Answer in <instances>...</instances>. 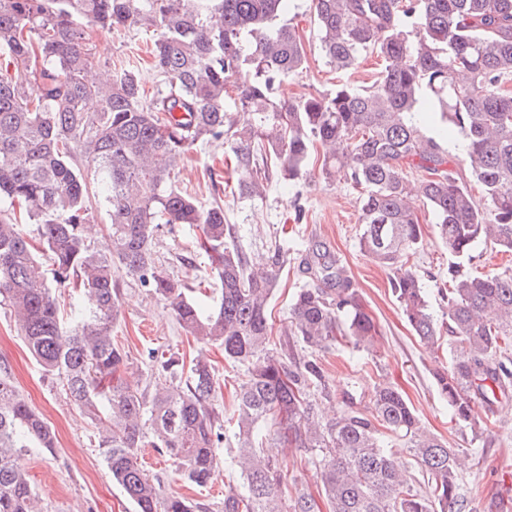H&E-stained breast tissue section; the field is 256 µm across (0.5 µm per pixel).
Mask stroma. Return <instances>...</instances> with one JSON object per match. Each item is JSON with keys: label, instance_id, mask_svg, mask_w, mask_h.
Wrapping results in <instances>:
<instances>
[{"label": "stroma", "instance_id": "obj_1", "mask_svg": "<svg viewBox=\"0 0 512 512\" xmlns=\"http://www.w3.org/2000/svg\"><path fill=\"white\" fill-rule=\"evenodd\" d=\"M311 0H294L286 19L304 41L308 66L286 80L281 88L284 100L294 101L326 93L336 84L371 85L381 71V61L369 55L358 69L340 72L331 68L321 55ZM90 42L105 59L104 73L135 68L146 91H154L162 77L153 68L148 53L154 32L142 29L109 30L88 26ZM229 146L224 142L194 147L176 169L172 181L202 205L220 200L227 223L236 225V243L248 262L266 260L269 250L281 244L287 247L289 263L282 270L269 302L274 354L284 362L306 357L303 343L290 333L288 310L295 292L307 285L301 260L308 248L323 242L331 246L345 263L358 288L365 310L378 326L373 352L343 341L338 348L319 354L325 387L313 394L311 414L315 420L331 421L343 399L354 398L368 405L373 389L389 384L401 389L422 423L431 432L459 449L464 465L460 472L462 491L467 499L466 512H499L503 496L512 493V401L496 404L481 432L475 433L451 422L448 402L440 394L433 373L448 365L452 357L447 337L434 347H426L406 323L391 292L388 270L363 254L359 246L361 232L358 193L343 180L324 179L319 167H311L306 178L288 187L269 181L262 196L242 198L224 192L214 197L209 170L218 164ZM411 205L423 226V241L410 258L429 292L435 317L445 318L448 311L441 291L448 286L446 271L451 258L439 240L433 215L414 197ZM155 250L161 262L175 276L187 281L196 291L218 299L220 282L209 258L197 253L195 232L182 226L176 231L161 229ZM122 316L112 335L126 353L136 372L150 375V353L173 355L191 362L205 354L215 371L216 392L213 404L222 419H229L236 406V393L246 379L244 368L224 359L217 346L200 347L177 322L173 312L154 292L144 288L126 273H119ZM0 367L8 371L28 404L52 427L57 437L55 454L38 448L25 449L19 467L28 473L44 512H134L132 503L112 480L104 454L95 437L90 416L67 400L58 379L45 375L28 352L13 317L0 305ZM281 468L284 498L305 492L319 496L316 470L304 451L276 445L270 449ZM144 458L150 476L159 478L165 492H175L190 500L208 504L210 512H221L226 484L240 485L231 468H224L219 479L206 487H193L179 481L172 461L145 449Z\"/></svg>", "mask_w": 512, "mask_h": 512}]
</instances>
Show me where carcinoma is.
<instances>
[{
	"mask_svg": "<svg viewBox=\"0 0 512 512\" xmlns=\"http://www.w3.org/2000/svg\"><path fill=\"white\" fill-rule=\"evenodd\" d=\"M291 2L0 0V303L42 371L94 421L112 479L136 512H209L163 493L141 449L167 455L176 476L205 487L222 472V433L203 354L180 388L151 392L124 378L127 356L112 340L121 269L164 299L196 341L222 346L225 360L247 370L229 459L243 488L226 487L224 512H320L308 493L282 498L281 471L264 453L274 438L312 456L329 512H465L457 450L422 426L398 389L376 388L368 410L348 398L333 422L314 421L311 390L324 385L317 360L288 366L267 348L268 304L288 251L275 247L267 266L251 271L224 206L199 204L170 175L197 143L230 141L239 195L259 196L267 177L258 153L274 156L291 185L322 149L325 178L359 192L360 249L390 271L415 335L432 346L448 331L453 356L435 382L451 420L482 429L475 402L512 397V269L474 276L463 260L480 246L512 253V0H313L330 66L353 70L374 53L383 68L370 86L339 83L286 101L278 88L308 61L282 20ZM89 24L158 31L151 55L164 86L147 95L133 69L97 81ZM428 112L456 132L460 153L427 133ZM414 173L424 174V203L457 258L441 324L409 265L422 238L407 205ZM91 182L110 219L96 246L85 234ZM183 225L201 230L198 249L221 283L210 310L155 256L159 229ZM302 268L325 287L296 294L293 334L313 353L346 338L371 349L376 326L339 257L319 245ZM66 289L87 302L70 304L67 327L57 297ZM152 359L162 373L183 374L174 358ZM388 432L410 460L391 452ZM31 443L51 453L55 434L0 373V512H43L15 463ZM414 467L427 476L424 490Z\"/></svg>",
	"mask_w": 512,
	"mask_h": 512,
	"instance_id": "obj_1",
	"label": "carcinoma"
}]
</instances>
